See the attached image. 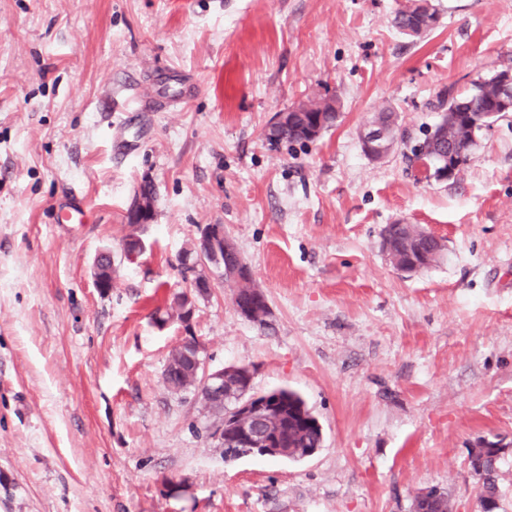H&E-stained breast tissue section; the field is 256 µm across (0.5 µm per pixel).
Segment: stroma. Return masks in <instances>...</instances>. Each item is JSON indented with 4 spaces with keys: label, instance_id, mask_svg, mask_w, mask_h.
<instances>
[{
    "label": "stroma",
    "instance_id": "1",
    "mask_svg": "<svg viewBox=\"0 0 512 512\" xmlns=\"http://www.w3.org/2000/svg\"><path fill=\"white\" fill-rule=\"evenodd\" d=\"M431 2L439 24L414 40L392 24L406 0H0V512H411L425 487L481 512L482 439L506 445L497 512H512V112L456 180L408 161L444 89L512 72V0ZM326 94L335 127L270 145L277 113ZM386 107L398 136L374 162L360 132ZM147 183V250L129 260ZM74 196L82 215L59 223ZM398 221L443 239V258L394 268L381 234ZM205 224L247 263L270 327L211 264L184 270ZM199 274L208 369L299 393L322 427L312 456L226 460L195 396L167 388L184 332L155 312ZM109 266L112 267V252L104 251L98 254L93 264V278L95 287L103 295L111 291L109 283L112 275Z\"/></svg>",
    "mask_w": 512,
    "mask_h": 512
}]
</instances>
